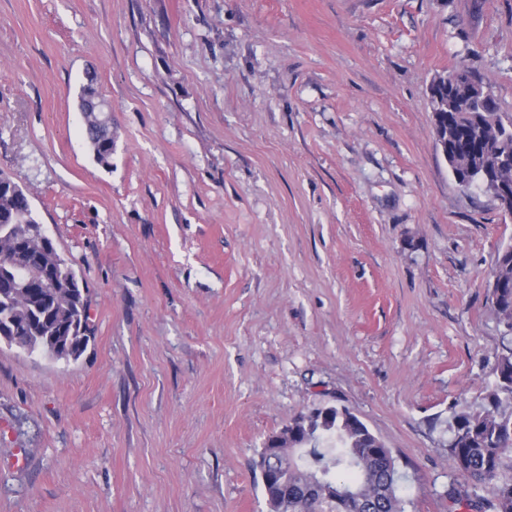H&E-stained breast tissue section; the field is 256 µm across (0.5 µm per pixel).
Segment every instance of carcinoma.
<instances>
[{"mask_svg": "<svg viewBox=\"0 0 512 512\" xmlns=\"http://www.w3.org/2000/svg\"><path fill=\"white\" fill-rule=\"evenodd\" d=\"M431 98L435 138L448 140L455 175L467 169L487 145L506 138L512 150V124L497 105L469 100L476 74L460 66ZM88 143L102 165L112 160V128L106 112L81 113ZM37 223L25 188L0 189V343L42 351L55 359L78 360L93 336L86 289L54 243L28 238ZM490 289L491 309L512 335V244L497 251ZM496 383L479 407L455 413L449 451L469 485L448 496L479 512H512V473L503 459L512 454V346L503 348L494 367ZM258 471L275 470L274 485H263L269 512H405L396 460L386 446L345 407L315 408L296 417L288 434L261 448ZM495 486L493 499L481 491Z\"/></svg>", "mask_w": 512, "mask_h": 512, "instance_id": "carcinoma-1", "label": "carcinoma"}]
</instances>
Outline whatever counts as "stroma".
<instances>
[{"mask_svg":"<svg viewBox=\"0 0 512 512\" xmlns=\"http://www.w3.org/2000/svg\"><path fill=\"white\" fill-rule=\"evenodd\" d=\"M460 65L512 120V0H0V171L93 335L69 362L0 345V512H268L266 438L336 405L406 512H466L450 426L495 382L512 218L436 145ZM81 116L97 162L109 165L112 160V128L108 112H81ZM496 284L490 285L491 309L497 313L499 322L512 335V244L497 251L492 277Z\"/></svg>","mask_w":512,"mask_h":512,"instance_id":"stroma-1","label":"stroma"}]
</instances>
